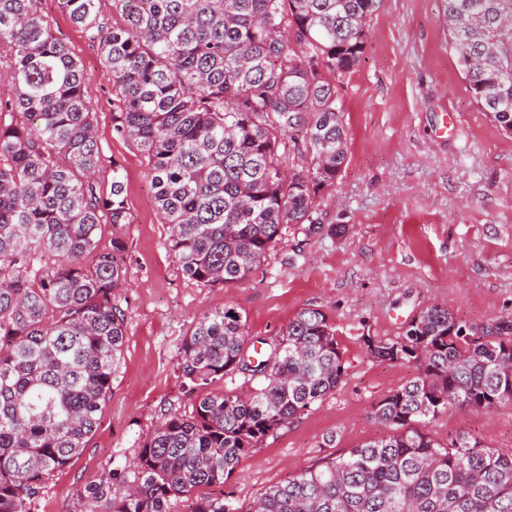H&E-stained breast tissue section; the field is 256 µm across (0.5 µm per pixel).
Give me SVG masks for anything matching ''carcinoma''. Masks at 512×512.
I'll use <instances>...</instances> for the list:
<instances>
[{"label":"carcinoma","mask_w":512,"mask_h":512,"mask_svg":"<svg viewBox=\"0 0 512 512\" xmlns=\"http://www.w3.org/2000/svg\"><path fill=\"white\" fill-rule=\"evenodd\" d=\"M62 0L112 74V131L147 160L168 249L204 287L238 286L289 224L317 223L314 200L348 153L338 77L357 65L383 0ZM37 0H0V512H35L46 483L96 432L125 344L132 223L122 166L110 190L83 69ZM457 65L482 111L512 134V0H441ZM295 33L296 45L284 30ZM301 129L302 164L282 138ZM57 264L45 263L46 254ZM233 307L208 312L179 348L192 412L169 411L130 474L107 465L80 512H512V454L466 435L440 443L428 424L454 407L512 404V320L497 334L447 306L420 310L398 336H366L372 360L416 376L370 409L387 433L266 489L244 506L224 485L280 427L336 393L345 362L328 315L301 309L251 349ZM242 373L256 385L213 392Z\"/></svg>","instance_id":"obj_1"}]
</instances>
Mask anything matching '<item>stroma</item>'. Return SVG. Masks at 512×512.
I'll list each match as a JSON object with an SVG mask.
<instances>
[{"instance_id":"obj_1","label":"stroma","mask_w":512,"mask_h":512,"mask_svg":"<svg viewBox=\"0 0 512 512\" xmlns=\"http://www.w3.org/2000/svg\"><path fill=\"white\" fill-rule=\"evenodd\" d=\"M440 5L384 0L368 19L359 63L336 82L349 148L339 179L315 200L317 224L289 226L245 284L224 288L190 280L168 253L147 162L112 130L111 74L58 0H41L54 35L82 64L102 155L98 182L109 189L113 163L122 165L132 222L122 363L97 431L47 483L38 512H76L78 490L105 466L129 469L162 413L191 411L196 394L178 351L204 312L235 307L249 337L270 339L302 308L319 307L347 367L334 395L266 437L211 490L240 503L384 435L370 407L416 371L371 360L364 337L399 335L433 303L479 327L512 315V135L475 103ZM427 430L442 442L465 434L508 454L512 406L490 415L452 411Z\"/></svg>"}]
</instances>
